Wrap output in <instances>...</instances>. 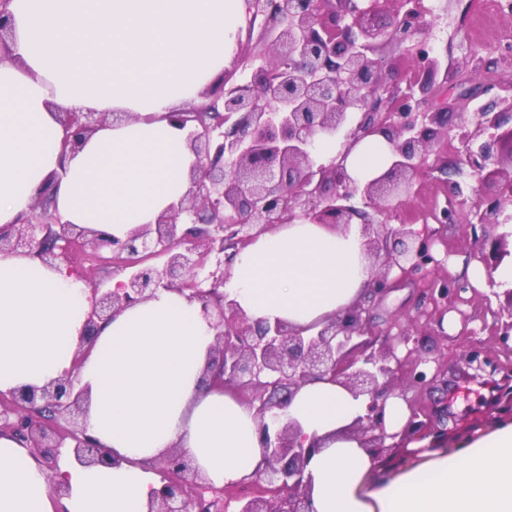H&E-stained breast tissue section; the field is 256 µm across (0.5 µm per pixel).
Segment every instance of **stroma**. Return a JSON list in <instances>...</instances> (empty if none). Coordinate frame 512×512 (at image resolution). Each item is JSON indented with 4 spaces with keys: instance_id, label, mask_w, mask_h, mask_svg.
Here are the masks:
<instances>
[{
    "instance_id": "35a3bbf8",
    "label": "stroma",
    "mask_w": 512,
    "mask_h": 512,
    "mask_svg": "<svg viewBox=\"0 0 512 512\" xmlns=\"http://www.w3.org/2000/svg\"><path fill=\"white\" fill-rule=\"evenodd\" d=\"M495 0H421L423 35L434 56L448 70V82L428 103L464 113L474 120L477 112L496 98L512 95V52L502 46L512 40V18L495 8ZM418 43H384L377 49L392 68L387 78L390 92L401 94L417 68L413 58ZM460 183L466 193H483L481 177L466 163V148L454 133L439 132L424 163L412 178L408 204L387 213H371L374 224H406L423 239L431 263L406 273L392 271L391 287L366 302L367 317L377 334L378 347L395 346L407 363L425 360L430 379L422 388L398 389L409 412L431 420L460 441L488 430L500 418L490 383L464 373L462 355L477 347L489 351L498 363L512 367V346L503 344L502 310L512 304L507 286L488 282L473 285L466 266L477 263L471 224L478 218L473 204L458 205L449 187ZM452 220H444V212ZM449 279L459 291L441 301L432 293L433 281Z\"/></svg>"
}]
</instances>
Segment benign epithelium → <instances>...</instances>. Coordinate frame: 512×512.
I'll use <instances>...</instances> for the list:
<instances>
[{"instance_id": "benign-epithelium-1", "label": "benign epithelium", "mask_w": 512, "mask_h": 512, "mask_svg": "<svg viewBox=\"0 0 512 512\" xmlns=\"http://www.w3.org/2000/svg\"><path fill=\"white\" fill-rule=\"evenodd\" d=\"M360 0H248L252 16L269 13L284 22L264 35V60L248 83H232L236 70L225 71L222 84L207 92L208 102L187 111L172 112L170 122L188 129L187 145L195 156L190 190L178 205L162 213L154 224H144L123 238L79 228L56 213L33 205L17 224L0 226V254L37 255L44 264L66 254L79 242L95 253L112 254L113 272L122 276L116 289H91L90 308L81 333L85 347L93 346L102 324L122 308L153 297L160 290H187L201 303V313L215 329L207 371L210 386L249 393V405L260 418L265 466L252 490L234 497L235 512H314L304 469L312 449L304 446L300 430L291 421L277 424L275 409L286 404V394L301 385L328 380L354 397L368 399L367 413L352 432L362 447L374 453L385 448V401L398 387V373L413 386L427 384V374L407 366L394 349H375L367 312L358 303L312 332L275 320L252 323L235 300L221 291L224 276L207 290L198 288L204 255L230 247L234 254L278 224L301 217L312 224L348 228L365 212L349 204L361 196L363 205L378 212L392 201H409L411 176L430 151L437 128L448 123L447 113L421 112L420 105L440 68L436 57L417 53L422 77L413 81L393 112L382 111L385 71L375 57L381 42H403L423 31L420 0H395L396 14L386 29L374 24L373 10ZM512 99L495 101L478 113V128L462 120L454 128L470 142L466 162L483 176L487 193L475 207L483 209L480 223L490 222L501 207L512 203V173L495 168L504 143L512 146V129L500 132ZM123 121L124 112H65L61 152H75L86 137L107 122ZM345 133L356 142L380 134L391 146L393 159L379 177L356 183L341 161L317 164L312 158L316 139L323 133ZM206 213L208 227L187 228V218ZM361 225L369 252L382 258L372 292H382L390 271L414 270L432 257L405 224ZM490 249L495 264L510 255L504 237L478 244V253ZM468 368L496 365L489 353L472 349L464 354ZM0 408V430L13 434L30 448L41 465L54 473L58 448L70 440L77 462L112 465V452L87 433L86 424L61 428L84 412L86 389L68 372L42 386H24L6 394ZM271 422H266V415ZM171 473L152 492L148 512H193L197 502L189 489L203 480L182 452L173 449L157 460Z\"/></svg>"}]
</instances>
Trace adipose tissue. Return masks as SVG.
<instances>
[{
  "mask_svg": "<svg viewBox=\"0 0 512 512\" xmlns=\"http://www.w3.org/2000/svg\"><path fill=\"white\" fill-rule=\"evenodd\" d=\"M13 55L0 60V225L24 217L50 188L64 220L122 238L155 223L184 196L194 156L168 112L215 88L244 24L246 0H11ZM127 112L76 155L62 157L61 112ZM365 182L388 167L380 135L339 147ZM372 276L357 231L296 221L261 234L234 259L227 291L251 319L318 324L359 301ZM88 291L65 267L0 254V392L43 386L77 370L89 391L87 429L120 456L84 466L67 456L57 477L65 512H147L159 481L146 467L177 448L209 484L262 466L254 408L203 383L214 331L197 301L162 290L114 314L82 364L74 356ZM366 399L331 381L294 391L282 419L315 446L304 471L315 512H512V421L455 448L409 441L417 458L376 468L346 433ZM50 479L13 435L0 432V512H55Z\"/></svg>",
  "mask_w": 512,
  "mask_h": 512,
  "instance_id": "1",
  "label": "adipose tissue"
}]
</instances>
